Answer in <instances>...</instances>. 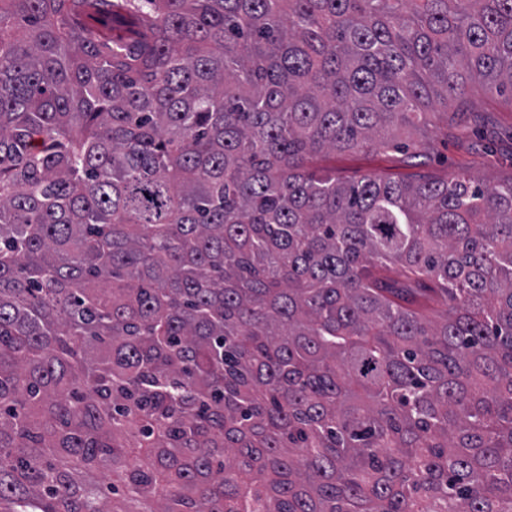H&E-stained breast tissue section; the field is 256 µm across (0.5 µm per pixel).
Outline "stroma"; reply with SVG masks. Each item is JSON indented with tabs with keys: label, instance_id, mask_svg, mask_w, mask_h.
<instances>
[{
	"label": "stroma",
	"instance_id": "35a3bbf8",
	"mask_svg": "<svg viewBox=\"0 0 512 512\" xmlns=\"http://www.w3.org/2000/svg\"><path fill=\"white\" fill-rule=\"evenodd\" d=\"M470 99L473 110L464 117H433L428 128L432 149L420 168L405 166L400 153L384 149L330 153L317 166L348 182L367 174L401 180L418 171L443 178L464 170L487 183L512 177V102L494 86L478 82L470 88Z\"/></svg>",
	"mask_w": 512,
	"mask_h": 512
}]
</instances>
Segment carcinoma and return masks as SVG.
<instances>
[{"mask_svg":"<svg viewBox=\"0 0 512 512\" xmlns=\"http://www.w3.org/2000/svg\"><path fill=\"white\" fill-rule=\"evenodd\" d=\"M512 0H0V512H512ZM469 93L476 112H468L460 121L453 113V107L448 106V138L441 132V128L445 127L444 117H432V125L428 127L432 149L427 158H421L425 164L420 167L405 166L400 153L385 149L336 151L320 158L316 167L348 182L357 181L367 174H377L391 180L407 179L419 173L445 178L447 173L459 170L467 171L487 183L510 178V102L507 96L501 95L489 84L476 82Z\"/></svg>","mask_w":512,"mask_h":512,"instance_id":"1","label":"carcinoma"}]
</instances>
